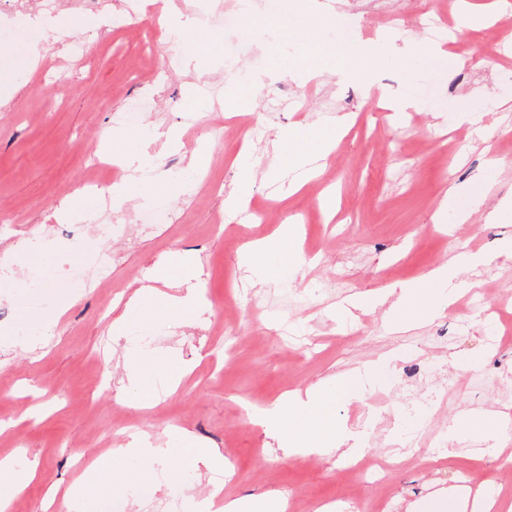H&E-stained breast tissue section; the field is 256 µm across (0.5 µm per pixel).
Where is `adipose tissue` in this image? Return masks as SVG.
I'll return each mask as SVG.
<instances>
[{
  "label": "adipose tissue",
  "mask_w": 512,
  "mask_h": 512,
  "mask_svg": "<svg viewBox=\"0 0 512 512\" xmlns=\"http://www.w3.org/2000/svg\"><path fill=\"white\" fill-rule=\"evenodd\" d=\"M167 30L173 42L180 46L186 61L200 60L210 50L216 37L201 27L199 14H184L176 8H167L163 15ZM310 25L299 32L301 52L295 58L297 69L310 71L318 66H330L339 74L351 73L355 67L356 55H363L368 61L378 63L390 55L393 39L388 35L359 44L351 49L328 38L329 29L335 28L336 13L310 12ZM22 22L31 31L28 43L10 49L0 55V107L8 106L21 85L18 77L21 73L34 70L39 62L40 41L45 31H59L62 28L82 27L86 21L67 12L52 15L42 11L25 14ZM154 130L145 128L135 132L116 130L112 133V159L124 168L127 176L124 180L111 185L108 192L113 201L121 203L130 199L143 202L151 201L156 194L154 184L137 179L138 171L155 166L157 157L149 152V145L156 139ZM500 165L498 159H490L487 173L477 176L469 185H451L448 193L451 197H465L467 205L457 210L456 223L466 222L473 214H481L485 223L495 224L512 214V196L501 199L493 208H486L485 197L481 191L489 180L490 171ZM478 255L466 250L456 251L447 263L430 270L423 277L408 281L393 288L378 291L368 290L351 298L347 310H369L386 306L390 323L397 328H407L432 320L449 307L454 300L472 289L468 279L469 270L479 265ZM186 293L182 296L170 295L158 289L142 288L132 298L127 309L112 322V331L121 336L130 335L137 330L148 328L157 314L184 323L194 322L207 309L204 290L199 281H186ZM358 380L357 374L341 376L334 385L325 388H311L305 393H291L280 402L252 413V420L260 425L275 427L284 421L294 425L292 450L301 455L336 454L342 458L356 457L363 445L364 434L357 430H342L336 424L335 417L328 411L327 404L333 400L336 392L353 391ZM481 427L483 438L490 444L491 451L500 468H512V453L504 448L508 437L512 436V415L501 410L491 409L478 416H470L455 421L448 430L449 442H456L460 431L465 428ZM158 454L148 437H141L133 448H122L106 458L98 467L90 469L83 480L57 495L48 491L46 502L54 504L56 497H63L67 512H94L101 502L103 486L100 482L101 471L112 472L118 479L127 480L131 490L149 487L152 474L147 468ZM138 456L141 468L130 471V456ZM36 474L34 463L22 461L16 457L0 460V512H9L12 499L22 493Z\"/></svg>",
  "instance_id": "1"
}]
</instances>
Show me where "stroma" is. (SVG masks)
<instances>
[{
  "label": "stroma",
  "mask_w": 512,
  "mask_h": 512,
  "mask_svg": "<svg viewBox=\"0 0 512 512\" xmlns=\"http://www.w3.org/2000/svg\"><path fill=\"white\" fill-rule=\"evenodd\" d=\"M334 4L348 27L347 43L371 40L383 30L398 43L420 42L424 52L409 61L394 51L376 66L372 84L346 75L313 79L291 69L277 45L301 22V0H286L283 17L253 0L254 16L239 13L241 0H212L204 16L218 37L200 70L186 68L150 0H9L0 6V49L29 39L16 20L29 8L64 9L100 18L99 27L73 29L65 37L45 34L34 73L0 109V250L14 243L51 242L56 262L37 254L22 259V300H0V328L20 320L43 325L42 347L30 350L0 341V458L23 456L38 463L37 475L16 496L10 512H42L49 487L66 490L87 462L111 455L148 433L154 447L168 444L172 430H187L191 448L154 461V496L174 493L205 499L212 482L224 501L285 494L303 512H404L460 475L512 503V468H499L480 436L466 433L454 447L446 436L460 414L512 409V343L491 345V332L512 331V258L499 245L512 239V219L442 228L433 224L449 183H465L488 159H502L485 188L487 205L512 194V112L495 111L484 94L490 86L512 95V23L459 35L454 52L471 61L454 65L435 55L436 35L426 24L441 0H316ZM136 13L141 27L122 30L105 21L112 7ZM239 14L243 27H265L262 39L237 51L236 34L223 23ZM83 43L85 55L64 73L55 63L66 47ZM260 74L262 92L229 81L237 72ZM416 99L419 111L389 122L378 92ZM147 100L143 125L182 130V146L150 145L155 167L147 182L162 181L190 163L201 141L210 152L205 172L216 188L196 186L188 195L158 194L154 203H110L105 222L69 224L53 214L75 197L76 186L104 157L106 131L122 128V111ZM463 109L485 114L491 130L481 141L468 127L454 126ZM348 116L347 133L321 171L336 191L337 209L348 224L326 222L324 191L288 192L269 180L273 167H287L275 140L296 126L323 127ZM248 143L258 174L247 212L229 216L224 201L240 170L236 157ZM166 204L176 223L139 226L153 204ZM302 219L301 236L275 247L262 282L247 285L243 253L289 220ZM484 255L470 271L482 295L470 304L458 298L438 317L395 332L384 308L344 319L338 308L351 296L416 279L447 262L453 248ZM195 258V271L209 307L199 325L158 318L152 326L168 344L155 348L161 360L187 366L179 385L160 376L134 389L125 360V339L113 336L117 305L139 287L167 290L182 274L176 258ZM230 320H223L225 310ZM361 370L355 395L329 404L346 428H367L363 453L385 460L401 454L400 466L376 483L355 485L338 456L289 453L288 429L254 424L245 404L266 408L294 391L329 385ZM219 450L223 471L199 460Z\"/></svg>",
  "instance_id": "obj_1"
}]
</instances>
